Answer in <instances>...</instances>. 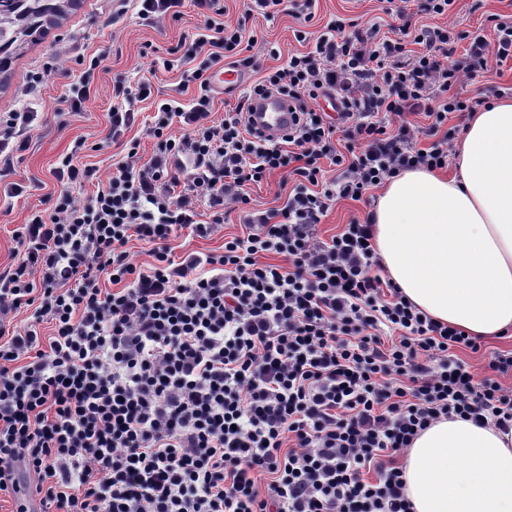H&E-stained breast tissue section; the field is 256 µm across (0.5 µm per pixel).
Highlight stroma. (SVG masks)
I'll return each mask as SVG.
<instances>
[{"label":"stroma","mask_w":512,"mask_h":512,"mask_svg":"<svg viewBox=\"0 0 512 512\" xmlns=\"http://www.w3.org/2000/svg\"><path fill=\"white\" fill-rule=\"evenodd\" d=\"M226 13L223 20L234 26L245 21L247 32L253 33L257 43L253 49L263 69L281 65L283 58L295 52L306 51L305 43L295 38L296 31L305 30L320 34L326 25L336 18L354 20L359 25L379 24L381 32H388L395 24V16L389 15L387 0H317L312 21H304L293 14L282 12L274 18L255 17L243 20L241 0H223ZM421 0H412L410 11L415 21L427 26H453L464 31H483L493 37L495 20H512V0H456L451 11L444 16H431L421 10ZM137 0L115 4L114 0H82L69 11L65 19L48 30L40 40L25 45L12 66L8 79L0 78V113L35 100L40 112L38 127L30 134L28 147L21 152L15 163L14 182L25 186L23 195L11 198L0 189V274L9 270L20 259L15 231L25 224L35 210L44 206L46 198L57 188L52 174L58 157L70 151L75 139H85L87 147L80 153L81 164L99 170L101 177H108L116 162L124 155V144L129 140L139 143L138 156L148 161L152 155L153 140L148 136L145 120L153 115L159 100L169 98L180 81L176 71L152 70L148 47L166 49L181 46L183 53H192L191 44L183 43L184 34L203 28L205 17L192 4H185L181 20H165L153 24L138 15ZM84 47L87 56L104 54L105 59L94 72L95 96L79 112H69L63 102L65 81L59 76L46 78L36 97L28 95V81L32 71L46 65L64 66L60 52L68 45ZM124 78L137 83L143 79L152 82V95L138 101L134 109L138 114L135 124L124 134L121 142L106 146L102 140L109 129L108 114L116 100L112 95L115 79ZM512 87V62L504 66H492L489 73L457 84L454 88L464 98L484 100L499 96L501 90ZM380 194L372 189L363 200L340 199L331 205L316 234L329 239L352 219L365 217ZM244 215L233 204L224 207V222L218 231L208 238H199L189 232H181L174 240L175 255L188 252H222L227 238L242 234Z\"/></svg>","instance_id":"stroma-1"}]
</instances>
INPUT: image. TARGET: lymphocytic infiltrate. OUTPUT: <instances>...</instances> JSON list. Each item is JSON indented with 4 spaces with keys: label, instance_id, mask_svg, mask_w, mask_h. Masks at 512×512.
Returning a JSON list of instances; mask_svg holds the SVG:
<instances>
[{
    "label": "lymphocytic infiltrate",
    "instance_id": "obj_1",
    "mask_svg": "<svg viewBox=\"0 0 512 512\" xmlns=\"http://www.w3.org/2000/svg\"><path fill=\"white\" fill-rule=\"evenodd\" d=\"M194 4L208 15L191 36L203 57L189 69L163 61L182 73L148 124L151 161L135 166L130 145L82 203L72 188L96 171L77 165L86 142L75 139L53 169L51 210L15 234L22 257L0 274V494L26 492L40 512H412L394 454L443 418L512 429V390L498 381L512 353H495L482 377L458 359L455 348L479 351L477 339L381 276L371 217L327 242L314 228L336 199L447 166L442 126L480 105L451 89L512 61V22L496 23L491 42L412 28L400 6L393 38L340 20L316 36L296 31L309 50L251 83L217 121L208 73L228 60L256 68L255 41L244 24L221 22V0ZM266 93L298 110L274 142L248 120L250 99ZM150 94L146 79L114 85L110 142ZM417 113L430 120L426 147L409 120ZM37 121L29 102L0 114V181ZM325 160L338 169L328 183ZM277 170L294 183L283 207L250 218L222 253L174 258L179 232L210 236L224 201L247 203L246 186ZM201 200L211 221L199 219ZM133 240L148 247L149 267L132 262ZM24 307L31 324L11 328ZM386 332L397 341L384 343Z\"/></svg>",
    "mask_w": 512,
    "mask_h": 512
}]
</instances>
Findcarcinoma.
Returning a JSON list of instances; mask_svg holds the SVG:
<instances>
[{
    "mask_svg": "<svg viewBox=\"0 0 512 512\" xmlns=\"http://www.w3.org/2000/svg\"><path fill=\"white\" fill-rule=\"evenodd\" d=\"M74 4L76 0H0V74L8 73L20 50Z\"/></svg>",
    "mask_w": 512,
    "mask_h": 512,
    "instance_id": "cac0c4a2",
    "label": "carcinoma"
}]
</instances>
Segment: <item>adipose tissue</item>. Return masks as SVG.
<instances>
[{"instance_id": "ef3b65f1", "label": "adipose tissue", "mask_w": 512, "mask_h": 512, "mask_svg": "<svg viewBox=\"0 0 512 512\" xmlns=\"http://www.w3.org/2000/svg\"><path fill=\"white\" fill-rule=\"evenodd\" d=\"M453 175L390 178L374 211L376 252L402 294L475 337L512 333V99L471 113ZM413 512H512V431L455 418L407 450Z\"/></svg>"}]
</instances>
